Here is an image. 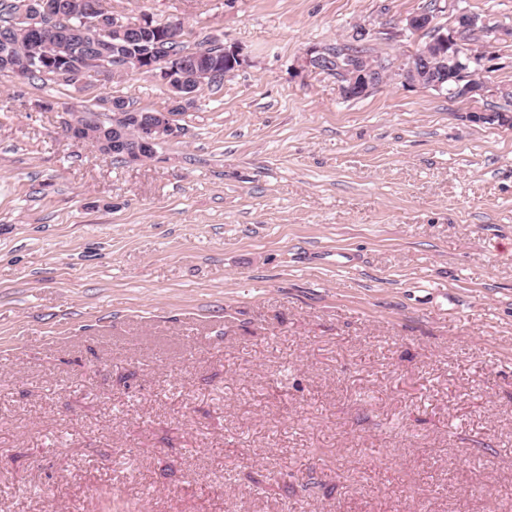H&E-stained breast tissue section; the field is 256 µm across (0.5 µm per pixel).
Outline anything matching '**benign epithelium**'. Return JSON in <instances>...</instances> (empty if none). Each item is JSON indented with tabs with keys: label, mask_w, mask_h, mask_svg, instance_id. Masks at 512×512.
Listing matches in <instances>:
<instances>
[{
	"label": "benign epithelium",
	"mask_w": 512,
	"mask_h": 512,
	"mask_svg": "<svg viewBox=\"0 0 512 512\" xmlns=\"http://www.w3.org/2000/svg\"><path fill=\"white\" fill-rule=\"evenodd\" d=\"M31 14L37 20L53 16L63 10L59 0H37ZM100 3L93 2L88 9V17L82 20L81 30H90L97 34L98 39L108 44L112 38L118 37L125 41L133 40L141 31L151 25V18L140 16L137 19L112 20V24H103ZM457 23L456 33L450 35L442 28L435 27L433 15L429 12H418L409 18L405 29L419 31L433 30L434 39L426 46L404 57L401 63L393 68V76L404 86L432 88L440 93L451 92L459 99H474L485 95L487 86L475 76L468 77V83L448 89L449 74L460 66L468 67L472 57L457 38V33L477 27L479 18L466 11L459 10L454 16ZM182 34V24L174 21L168 25L165 37L156 42L151 50L152 60L147 66L141 65L138 58L125 57L117 66H112V56L102 50L90 56L84 64L78 66L74 74V82L89 84L96 80L110 78L115 68L129 71H150V75L167 84L172 92L174 106L184 111L189 109L196 97L192 84L196 79L194 68L187 62L181 69L170 67V56L166 55V43ZM305 64L327 74L337 75L341 97L345 100L359 99L367 96L385 80V64L362 58L356 62L351 56L340 50L319 51L310 48L306 51ZM114 110L112 115V137H101L96 143L98 151L105 157L119 155L125 161H141L155 154V147L162 141L172 137L176 131V112H153L138 115L124 112L115 102L107 103Z\"/></svg>",
	"instance_id": "7a95c632"
}]
</instances>
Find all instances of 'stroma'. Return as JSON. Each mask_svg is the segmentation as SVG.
Returning a JSON list of instances; mask_svg holds the SVG:
<instances>
[{
    "label": "stroma",
    "mask_w": 512,
    "mask_h": 512,
    "mask_svg": "<svg viewBox=\"0 0 512 512\" xmlns=\"http://www.w3.org/2000/svg\"><path fill=\"white\" fill-rule=\"evenodd\" d=\"M426 2L102 0L244 59L143 161L66 125L159 79L0 77V512H512L502 101L300 67L360 29L399 62ZM440 5L512 86V0Z\"/></svg>",
    "instance_id": "obj_1"
}]
</instances>
